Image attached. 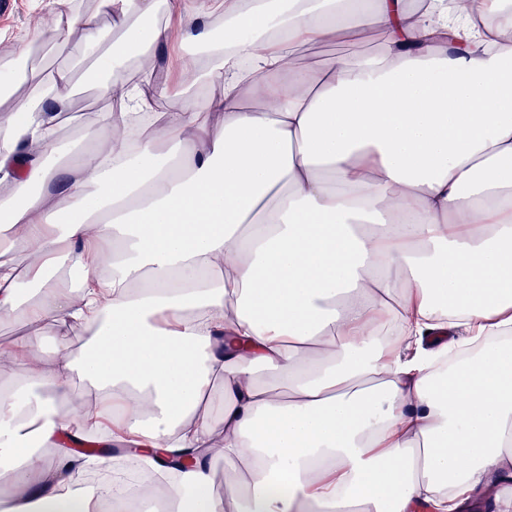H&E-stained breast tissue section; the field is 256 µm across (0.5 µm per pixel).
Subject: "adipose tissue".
I'll list each match as a JSON object with an SVG mask.
<instances>
[{"mask_svg":"<svg viewBox=\"0 0 512 512\" xmlns=\"http://www.w3.org/2000/svg\"><path fill=\"white\" fill-rule=\"evenodd\" d=\"M103 3L99 135H56L67 69L0 126V322L35 328L0 346L7 512H512V0L477 26L411 0ZM96 26L36 35L65 56ZM348 30L375 47L289 62ZM166 50L224 92L129 146ZM87 436L153 484L84 489Z\"/></svg>","mask_w":512,"mask_h":512,"instance_id":"obj_1","label":"adipose tissue"}]
</instances>
